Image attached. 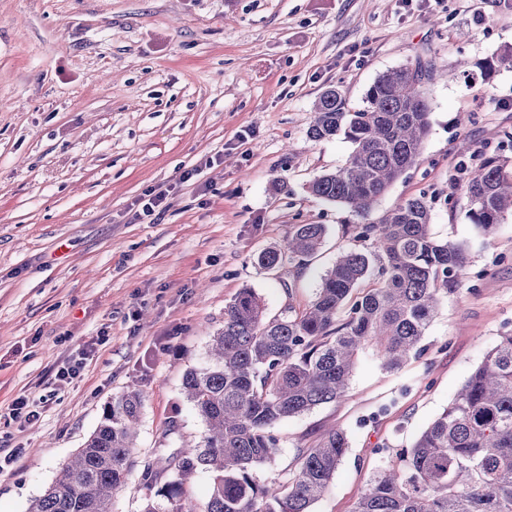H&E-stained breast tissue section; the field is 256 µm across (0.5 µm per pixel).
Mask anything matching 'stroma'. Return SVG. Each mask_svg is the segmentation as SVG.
<instances>
[{"label": "stroma", "instance_id": "35a3bbf8", "mask_svg": "<svg viewBox=\"0 0 512 512\" xmlns=\"http://www.w3.org/2000/svg\"><path fill=\"white\" fill-rule=\"evenodd\" d=\"M511 45L512 0H0V512H27L125 391L143 395L140 456L198 443L182 379L225 304L245 287L273 315L310 303L352 245L344 225L424 194L434 236L468 254L424 353L394 371L363 353L345 397L278 423L256 470L282 477L339 426L349 448L311 512H352L512 331V217L479 234L460 190L480 154L512 156V66L480 68ZM462 59L466 74L426 82L422 154L369 212L308 192L351 150L307 135L326 89L356 109L389 69ZM160 190L161 215H143ZM292 224L325 225L321 248L260 269ZM21 396L39 419L12 418Z\"/></svg>", "mask_w": 512, "mask_h": 512}]
</instances>
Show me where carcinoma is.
Segmentation results:
<instances>
[{
  "instance_id": "cac0c4a2",
  "label": "carcinoma",
  "mask_w": 512,
  "mask_h": 512,
  "mask_svg": "<svg viewBox=\"0 0 512 512\" xmlns=\"http://www.w3.org/2000/svg\"><path fill=\"white\" fill-rule=\"evenodd\" d=\"M436 70L408 65L379 76L363 106L329 88L314 106L308 136L343 137L345 164L308 185L323 201L368 211L418 160L430 129L424 81ZM467 215L489 235L512 214V159L487 156L464 183ZM431 206L413 197L378 224L345 226L366 246L350 247L322 279L314 300L269 315L252 288L224 307L208 359L183 376V393L205 422L197 445L138 464L142 397L112 398L83 448L31 501L28 512H112L113 493L136 466L147 490L141 512H197L184 485L199 471L212 485L203 512H310L348 448L344 430L300 448L286 481L260 482L253 469L274 458L276 424L341 399L367 348L388 370L423 351L442 296L467 265L465 250L431 232ZM323 224H293L286 244L256 258L274 270L320 248ZM354 512H512V334L499 338L457 397L408 449L389 461Z\"/></svg>"
}]
</instances>
